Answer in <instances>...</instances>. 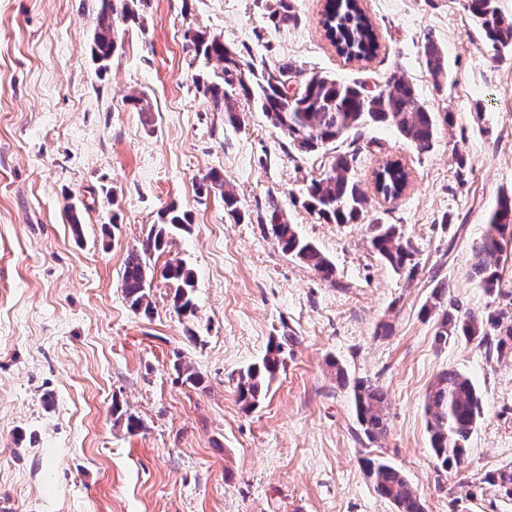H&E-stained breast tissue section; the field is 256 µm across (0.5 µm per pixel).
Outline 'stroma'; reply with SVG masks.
<instances>
[{"label":"stroma","instance_id":"35a3bbf8","mask_svg":"<svg viewBox=\"0 0 512 512\" xmlns=\"http://www.w3.org/2000/svg\"><path fill=\"white\" fill-rule=\"evenodd\" d=\"M294 5L299 22L277 26L273 0H143L101 74L91 57L101 0H0V512H395L375 494L368 458L401 469L426 512H512V496L486 481L512 463V356L463 338L435 345L419 315L434 275L462 311L503 303L469 272L473 240L512 191V51L493 59L462 0H364L380 50L348 61L325 36L323 0ZM189 30L223 40L245 71L291 61L371 89L399 73L453 121L428 153L368 126L356 165L364 222L318 220L302 198L328 156L294 151L243 100L241 125L225 124L198 80L203 62L185 48ZM429 39L448 60L440 83L425 65ZM138 93L148 111L131 102ZM389 158L410 184L388 201L372 179ZM212 170L240 219L202 190ZM272 203L334 263L335 281L263 231ZM171 204L188 228L151 263L192 272L191 321L173 313L161 275L149 317L121 288L127 251ZM376 219L411 240L414 278L373 253L366 224ZM382 322L389 335H377ZM285 330L296 338L285 365L246 408L238 374ZM178 363L201 385L179 377ZM340 367L387 392L377 442L354 434ZM448 369L483 401L465 462L450 470L432 455L424 414ZM128 413L140 430L128 432Z\"/></svg>","mask_w":512,"mask_h":512}]
</instances>
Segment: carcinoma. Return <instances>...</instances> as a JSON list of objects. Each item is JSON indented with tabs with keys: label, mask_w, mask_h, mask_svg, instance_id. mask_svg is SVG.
<instances>
[{
	"label": "carcinoma",
	"mask_w": 512,
	"mask_h": 512,
	"mask_svg": "<svg viewBox=\"0 0 512 512\" xmlns=\"http://www.w3.org/2000/svg\"><path fill=\"white\" fill-rule=\"evenodd\" d=\"M138 0H101L93 34L92 55L98 69L106 71L118 48L116 37L120 25L136 19ZM481 29L492 58L497 59L512 48V20L503 16L498 0H464ZM324 26L327 38L339 55L356 60L373 59L380 48L374 25L362 0H326ZM276 24H295L298 15L293 0H276L270 14ZM186 47L194 58L205 64L215 63L212 73L202 79L205 93L214 107L224 112L231 125L240 122L236 97L243 96L266 116L269 122L288 136L289 145L299 153H320L328 143L341 138L359 142L363 130L370 125L393 128L400 137L420 153L431 151L438 136V123L419 99L413 86L398 73H392L383 88L372 90L360 83L340 82L327 75L304 71L292 62L273 67L263 66L247 77L240 71L235 54L217 38L200 32L185 37ZM427 68L435 79H446L448 63L436 46L428 40L424 45ZM297 88L288 92L290 79ZM358 149L336 155L321 175L307 185L306 209L318 218L336 224H349L363 217L368 198L355 176ZM409 172L401 163H386L376 174L377 191L385 198H396L406 189ZM201 189L220 196L224 206L239 215L237 198L216 170L208 172ZM273 236L283 253L297 259L325 280H336L334 264L311 242L301 238L278 208L270 207L267 217ZM188 226V215L175 205L161 212L160 222L153 225L142 248L126 254L122 269V292L130 307L149 317L154 309L149 298V261L147 254L164 250L173 233ZM369 243L378 258L395 272L408 271L413 276L418 264L413 262L415 250L395 224L376 221L368 225ZM512 241V191L498 197L486 231L471 246V277L489 294L508 299L504 307L487 315L463 312L450 297L448 281L431 277V288L420 314L433 319L434 343H448L451 338L476 340L489 355L512 354V293L500 289L503 246ZM164 279L174 285L173 309L179 316H196L194 282L183 263H167ZM293 334L285 332L270 341L260 363L249 366L238 375L239 399L256 405L264 397L284 366L288 344ZM336 381L351 391L359 431L372 442L388 431L385 414L386 392L383 387L364 380L349 379L341 366H336ZM431 448L442 468L464 463L466 444L482 414L479 391L470 378L455 370L438 374L429 387L424 403ZM366 475L374 491L390 501L397 512H424L420 496L398 468L381 460L366 463ZM487 482L512 495V465L488 475Z\"/></svg>",
	"instance_id": "obj_1"
}]
</instances>
